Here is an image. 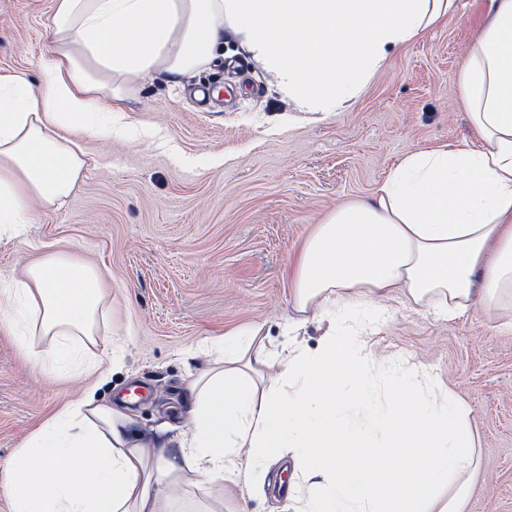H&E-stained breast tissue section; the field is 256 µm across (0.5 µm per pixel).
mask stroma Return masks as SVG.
Returning a JSON list of instances; mask_svg holds the SVG:
<instances>
[{
	"instance_id": "stroma-1",
	"label": "stroma",
	"mask_w": 512,
	"mask_h": 512,
	"mask_svg": "<svg viewBox=\"0 0 512 512\" xmlns=\"http://www.w3.org/2000/svg\"><path fill=\"white\" fill-rule=\"evenodd\" d=\"M53 0H0V73L39 80ZM485 0L393 50L358 97L289 122L264 67L226 59L183 76L157 73L112 133H86V176L59 208L37 210L26 239H0V281L62 252L99 268L124 355L97 396L136 390L133 428L187 426L188 362L204 340L252 323L289 342L291 264L337 204L369 197L406 154L476 139L459 92L462 59ZM222 87L200 105L196 90ZM370 352L420 363L471 410L479 475L467 512H512V329L471 309L441 320L393 303ZM79 380L33 369L0 327V471L21 441L77 395Z\"/></svg>"
}]
</instances>
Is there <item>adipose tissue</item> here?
Returning a JSON list of instances; mask_svg holds the SVG:
<instances>
[{
    "label": "adipose tissue",
    "mask_w": 512,
    "mask_h": 512,
    "mask_svg": "<svg viewBox=\"0 0 512 512\" xmlns=\"http://www.w3.org/2000/svg\"><path fill=\"white\" fill-rule=\"evenodd\" d=\"M459 0H54L41 84L0 75V235L33 207L62 206L84 178L92 106L118 111L152 74L180 76L227 43L260 62L298 112L343 108L390 52L458 13ZM474 146L406 155L370 197L330 212L294 259L293 328L324 325L313 351L277 348L264 324L214 340L186 385L188 430L132 428L105 403L109 313L95 266L62 253L0 284V327L34 369H80L74 399L24 438L6 472L12 512H197L248 491L246 475L291 454L296 512H466L478 448L467 403L440 378L363 359L356 305L404 302L442 319L512 311V0H487L463 60ZM47 341L34 350L35 337Z\"/></svg>",
    "instance_id": "ef3b65f1"
}]
</instances>
